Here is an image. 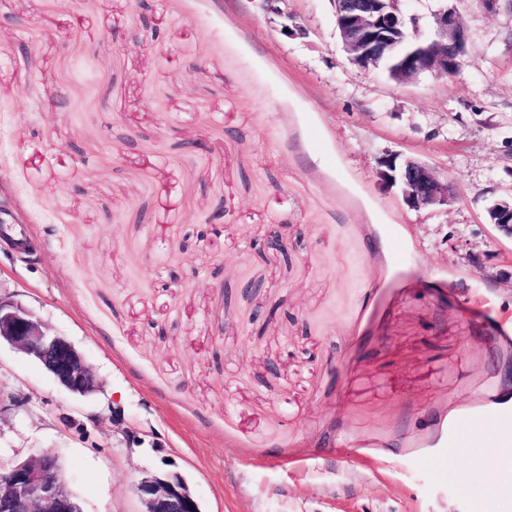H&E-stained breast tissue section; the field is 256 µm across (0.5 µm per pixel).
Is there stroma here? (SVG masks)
Returning <instances> with one entry per match:
<instances>
[{
	"mask_svg": "<svg viewBox=\"0 0 512 512\" xmlns=\"http://www.w3.org/2000/svg\"><path fill=\"white\" fill-rule=\"evenodd\" d=\"M444 7L461 74L399 83L348 61L329 0H0V216L28 239H0V292L104 380L76 396L1 346L0 469L59 449L83 512H140L146 468L203 512H512L468 478L512 435L486 216L512 194V0H401L411 41ZM146 26L151 54L122 45ZM389 154L454 202L409 208ZM274 230L287 252L258 250ZM398 156L388 155L379 165L381 180L398 186L404 202L412 209L435 210L448 206L454 199V187L448 174L441 175L429 165L407 159L397 163Z\"/></svg>",
	"mask_w": 512,
	"mask_h": 512,
	"instance_id": "stroma-1",
	"label": "stroma"
}]
</instances>
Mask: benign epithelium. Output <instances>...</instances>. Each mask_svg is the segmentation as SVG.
I'll list each match as a JSON object with an SVG mask.
<instances>
[{"label":"benign epithelium","instance_id":"benign-epithelium-1","mask_svg":"<svg viewBox=\"0 0 512 512\" xmlns=\"http://www.w3.org/2000/svg\"><path fill=\"white\" fill-rule=\"evenodd\" d=\"M335 23L348 59L363 69L389 62L393 80L404 83L430 73L453 78L463 67L469 35L455 12L434 15V39L408 44L399 9L400 0H333ZM381 180L400 189L404 202L417 210H435L454 199L452 180L429 165L388 155L380 162ZM488 220L512 239V199L487 209ZM25 354L41 365L72 394L89 396L103 380L85 355L67 337L51 332L20 302L0 296V345ZM140 512H202L200 501L185 477L174 471L145 469L136 484ZM0 512H81L63 479V457L43 450L17 459L0 472Z\"/></svg>","mask_w":512,"mask_h":512}]
</instances>
